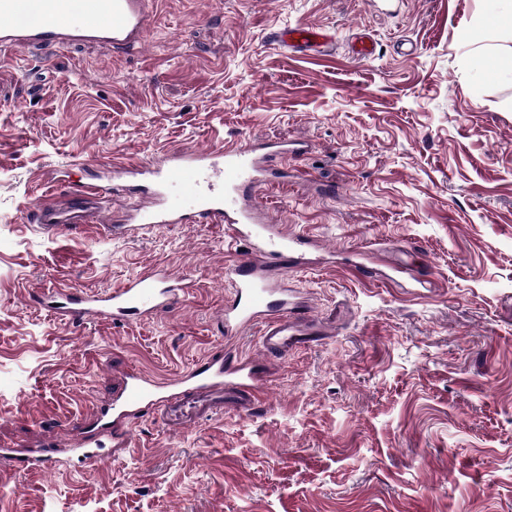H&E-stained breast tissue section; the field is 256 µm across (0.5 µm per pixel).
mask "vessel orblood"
I'll list each match as a JSON object with an SVG mask.
<instances>
[{
    "mask_svg": "<svg viewBox=\"0 0 512 512\" xmlns=\"http://www.w3.org/2000/svg\"><path fill=\"white\" fill-rule=\"evenodd\" d=\"M156 0H0V51L26 44L42 50L62 49L78 42H99L126 49L144 40L147 21ZM274 43L291 50L320 51L333 38L324 29L300 24L274 31ZM298 147L248 143L222 152L185 151L166 167L148 163L123 169L122 174L154 195L150 211L134 210L133 219L156 228L166 224L206 222L225 225L239 250L235 262L225 265L224 278L233 283L236 299L221 313L226 334L263 324L262 348L266 355H286L295 347L317 342L323 330L300 312L294 294L270 283V268L282 267L287 254L304 241L258 223L246 190L275 179L274 170L262 167L265 158L301 155ZM111 187L90 183L80 192V206L37 204L33 220L47 232L70 231L82 224H102V202ZM186 278L167 269L130 280L108 294L63 291L36 296L37 304L53 310L75 327L93 321L120 322L148 317L178 307L189 293ZM260 387L256 365L227 355L205 362L171 379L158 380L139 372H126L110 404L100 409L83 447L70 448V425L55 436L23 451L0 447V457L15 470L30 473L52 465L65 453L90 466L102 457L106 443L122 445L127 425L144 415L158 418L179 431L231 407L247 412Z\"/></svg>",
    "mask_w": 512,
    "mask_h": 512,
    "instance_id": "vessel-or-blood-1",
    "label": "vessel or blood"
}]
</instances>
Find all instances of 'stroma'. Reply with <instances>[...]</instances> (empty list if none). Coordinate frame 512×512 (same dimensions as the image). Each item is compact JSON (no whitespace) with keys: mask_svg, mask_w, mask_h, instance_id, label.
Here are the masks:
<instances>
[{"mask_svg":"<svg viewBox=\"0 0 512 512\" xmlns=\"http://www.w3.org/2000/svg\"><path fill=\"white\" fill-rule=\"evenodd\" d=\"M512 0H159L141 46L0 52V443L88 426L120 375L163 379L261 327L221 329L227 229L47 234L46 198L109 184L110 163L186 149L308 145L279 158L257 217L301 249L288 285L329 327L268 363L254 411L173 432L153 416L87 468L0 459V512H512ZM301 23L327 53L273 44ZM371 36L372 58L352 56ZM496 54L498 68L479 60ZM156 267L193 284L175 310L81 330L40 290L100 292Z\"/></svg>","mask_w":512,"mask_h":512,"instance_id":"stroma-1","label":"stroma"}]
</instances>
